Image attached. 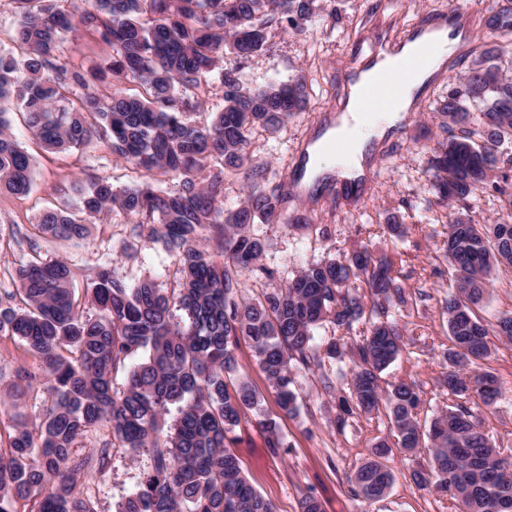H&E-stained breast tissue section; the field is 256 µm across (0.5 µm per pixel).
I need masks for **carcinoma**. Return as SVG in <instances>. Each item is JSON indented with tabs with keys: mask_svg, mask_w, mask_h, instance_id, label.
<instances>
[{
	"mask_svg": "<svg viewBox=\"0 0 512 512\" xmlns=\"http://www.w3.org/2000/svg\"><path fill=\"white\" fill-rule=\"evenodd\" d=\"M17 20L12 41L19 55L0 53V192L25 195L32 187L33 162L17 143L9 115L16 109L50 152H64L93 139L129 164L134 186L120 192L106 177L90 176L62 189L80 196L76 216L67 204L44 211L36 227L55 239L82 238L87 221L119 208L137 218L135 228L174 253L178 295L142 281L129 283L107 264L87 278L85 295L96 309H78L73 268L64 260L36 258L20 265L19 288L0 295V336L18 338L41 361L43 376L17 374L41 383L49 404L39 422L21 419L0 446V512H97L77 490L80 475L93 470L96 455L72 454L76 442L103 429L105 446L128 453L151 452L153 467L115 512H277L242 472L230 449L248 413L267 436L273 453L287 447L278 422L260 413L262 395L244 377L236 350L250 341L255 358L277 395L285 416L299 412L290 389L296 365L314 362L311 342L325 323L346 329L370 309L367 334L345 347L328 343L330 358L350 354V399L344 413H373L385 406L397 445L413 452L432 441L428 472L413 480L436 487L458 501L459 512H512V456L494 446L481 421L460 400L491 407L502 398L496 377L476 366L490 355L488 336L512 341V314L489 326L475 313L500 266L512 267V181L504 172L501 146L512 143V39L472 51L463 81H448V95L436 111L459 127L430 159L433 188L449 210L445 256L456 291L448 294L451 347L443 385L456 403L424 428L419 423L415 385H381V374L403 351L402 331L389 318L401 289L390 263L364 251L303 269L275 288L241 297L244 277L256 270L265 243L248 233L251 224L296 226L288 217L292 192L286 178H270L253 162L251 134L278 133L294 114L306 110L308 81L300 71L286 82L252 86L224 54L240 59L267 49L272 32L303 31L323 10L320 0H92L66 9L60 0H12ZM487 30L512 36V0H493ZM88 33L112 46L108 68L117 87L104 99L83 72L60 62L68 34ZM223 86V108L199 125L188 115L203 105L207 78ZM137 85L131 92L124 84ZM482 114V141L466 128L470 112ZM161 172L180 181L169 190L155 182ZM246 183L243 203L224 210V178ZM490 187L507 206V219L481 224L471 214L476 191ZM212 239L215 249L205 241ZM365 277L371 304L346 290ZM179 307L188 323L173 319ZM143 361L126 368L137 356ZM126 371L120 392L114 376ZM173 431L163 427L171 406ZM391 447L380 442L373 458L351 478L358 495L380 500L394 475L382 462Z\"/></svg>",
	"mask_w": 512,
	"mask_h": 512,
	"instance_id": "1",
	"label": "carcinoma"
}]
</instances>
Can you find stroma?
<instances>
[{
  "instance_id": "1",
  "label": "stroma",
  "mask_w": 512,
  "mask_h": 512,
  "mask_svg": "<svg viewBox=\"0 0 512 512\" xmlns=\"http://www.w3.org/2000/svg\"><path fill=\"white\" fill-rule=\"evenodd\" d=\"M446 0H326L323 11L300 34L276 31L266 51L245 59L228 54L226 66L238 68L252 85L285 81L303 70L310 86L306 112L292 118L277 134L258 130L251 136L257 162L270 174H284L297 167L302 149L325 116L334 114L344 99L343 74L352 57L368 59L376 38L391 42L404 39L412 28L429 27L447 15ZM61 60L85 73L100 69L111 58V47L90 36H67ZM471 56L469 48L458 49L443 77L427 81L402 127L377 154L363 188L325 191L309 198L296 197L289 206L292 215L304 218L301 227L254 224L251 232L268 245L264 266L281 277H291L309 265L339 259L360 250L387 257L403 300L394 315L403 328L405 348L385 372L386 382L415 383L420 397L418 417L431 421L452 399L442 385L448 370L449 347L443 301L453 289L452 272L444 257L448 211L438 206L428 160L449 135L435 112L448 93L449 80L463 79ZM12 131L34 164L30 193L17 197L0 194V295L16 290V270L31 259L66 260L76 273L74 288L83 293L88 275L104 263L116 275L136 283L154 282L165 291L177 286L174 257L165 247L134 230L136 220L114 210L94 220L85 238L76 240L42 237L35 229L41 213L60 203V188L90 175L109 178L115 189L133 184L122 161L108 154L103 143L66 152L45 151L27 129L21 116H14ZM391 224L403 232H388ZM485 323H496L512 314V268L500 267L492 276L490 295L478 309ZM332 327L318 329L312 347L321 358L318 366L296 371L294 389L300 411L282 416L276 394L258 366L248 342L237 351L247 380L262 395V407L276 418L288 448L272 456L265 439L246 416L235 431L233 451L250 483L278 512H298L301 498L316 496L324 512H456L449 495L433 486L420 487L412 480L416 470H428L432 461L430 442L415 452L393 450L386 464L395 480L386 497L369 501L356 495L350 478L370 456L374 444L391 438L392 424L386 411L348 416L336 426L335 395L347 393L352 364L324 355ZM491 355L482 367L499 381L503 396L495 407L478 404L472 411L480 419L491 442L512 455V343L491 338ZM40 373V362L14 338L0 337V432L8 433L15 413L36 419L43 413L48 395L40 385L15 390L19 369ZM332 381L334 391L324 388ZM152 466L148 451L132 455L114 450L103 469L80 479V490L97 512H114L115 504L130 494L144 471Z\"/></svg>"
}]
</instances>
